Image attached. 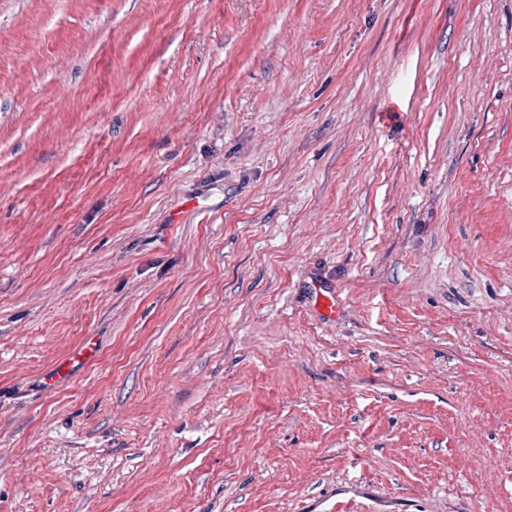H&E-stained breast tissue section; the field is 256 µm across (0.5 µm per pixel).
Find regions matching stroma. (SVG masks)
<instances>
[{
    "label": "stroma",
    "instance_id": "1",
    "mask_svg": "<svg viewBox=\"0 0 512 512\" xmlns=\"http://www.w3.org/2000/svg\"><path fill=\"white\" fill-rule=\"evenodd\" d=\"M339 501L512 512V0H0V512ZM315 307L326 321H336L340 313V304L336 298V292L331 288L321 285H314ZM97 359V348L86 342L46 373L42 377V384L45 387H55L60 382L70 378L77 368L90 365Z\"/></svg>",
    "mask_w": 512,
    "mask_h": 512
}]
</instances>
